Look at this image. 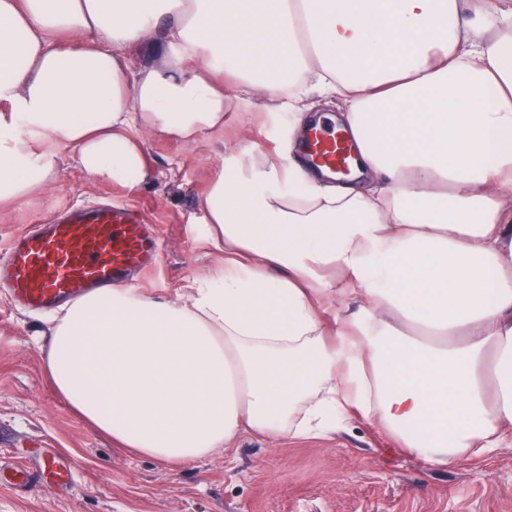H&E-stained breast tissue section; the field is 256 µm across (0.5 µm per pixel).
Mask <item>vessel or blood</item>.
I'll list each match as a JSON object with an SVG mask.
<instances>
[{
    "label": "vessel or blood",
    "mask_w": 512,
    "mask_h": 512,
    "mask_svg": "<svg viewBox=\"0 0 512 512\" xmlns=\"http://www.w3.org/2000/svg\"><path fill=\"white\" fill-rule=\"evenodd\" d=\"M314 164H346L348 145L335 132L317 129L309 143ZM139 211L115 205L68 208L38 229L17 235L0 257V282L7 285L14 306L49 312L93 289H111L131 275H145L158 266V245L143 228ZM59 488L71 482L68 470L47 456L38 471L14 469L16 485L28 488L41 480Z\"/></svg>",
    "instance_id": "1"
}]
</instances>
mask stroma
<instances>
[{"label": "stroma", "mask_w": 512, "mask_h": 512, "mask_svg": "<svg viewBox=\"0 0 512 512\" xmlns=\"http://www.w3.org/2000/svg\"><path fill=\"white\" fill-rule=\"evenodd\" d=\"M245 99L242 111L226 113L223 129L201 140L142 135L155 175L138 193L91 184L65 163L51 191L0 214V254L59 208L111 198L139 210L160 239V264L138 292L175 296L220 262L201 197L222 155L246 141L272 155L288 139L287 106L259 89ZM46 320L16 311L0 289V512H512V447L435 467L360 422L323 438L275 442L248 432L230 449L176 467L118 451L49 382ZM52 452L71 468L70 489L22 490L9 480L12 467H37Z\"/></svg>", "instance_id": "35a3bbf8"}]
</instances>
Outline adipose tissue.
Instances as JSON below:
<instances>
[{
	"mask_svg": "<svg viewBox=\"0 0 512 512\" xmlns=\"http://www.w3.org/2000/svg\"><path fill=\"white\" fill-rule=\"evenodd\" d=\"M163 21V62L132 71ZM257 81L288 100V145L211 182L223 265L173 299L67 304L55 389L170 466L356 419L438 466L511 447L512 0H0V214L54 187L62 145L138 190V132L200 139ZM313 96L336 99L356 181L305 161Z\"/></svg>",
	"mask_w": 512,
	"mask_h": 512,
	"instance_id": "1",
	"label": "adipose tissue"
}]
</instances>
